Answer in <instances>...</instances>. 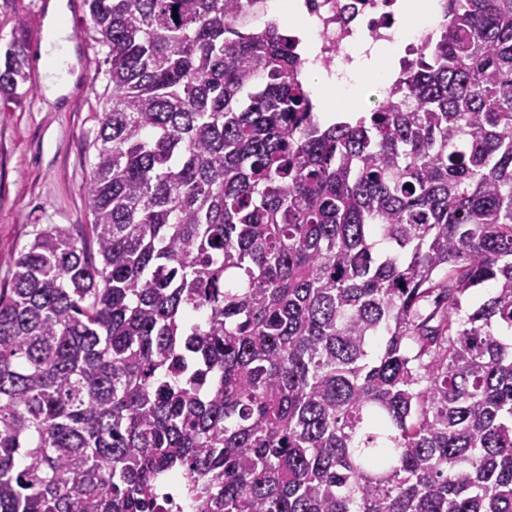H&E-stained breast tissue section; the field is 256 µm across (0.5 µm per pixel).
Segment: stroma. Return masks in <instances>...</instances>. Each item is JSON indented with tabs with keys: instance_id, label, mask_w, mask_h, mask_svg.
I'll use <instances>...</instances> for the list:
<instances>
[{
	"instance_id": "1",
	"label": "stroma",
	"mask_w": 512,
	"mask_h": 512,
	"mask_svg": "<svg viewBox=\"0 0 512 512\" xmlns=\"http://www.w3.org/2000/svg\"><path fill=\"white\" fill-rule=\"evenodd\" d=\"M49 0H0V55L24 37L29 78L20 97L0 112V288L9 261L49 224L91 223L87 185L100 142V118L110 105L107 49L86 0H64L61 22L74 43L67 95L44 93L40 65Z\"/></svg>"
}]
</instances>
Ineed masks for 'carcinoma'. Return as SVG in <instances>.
<instances>
[{"mask_svg": "<svg viewBox=\"0 0 512 512\" xmlns=\"http://www.w3.org/2000/svg\"><path fill=\"white\" fill-rule=\"evenodd\" d=\"M262 4L88 0L93 222L0 289V512H156L172 478L196 512H512V0H439L330 124Z\"/></svg>", "mask_w": 512, "mask_h": 512, "instance_id": "1", "label": "carcinoma"}]
</instances>
